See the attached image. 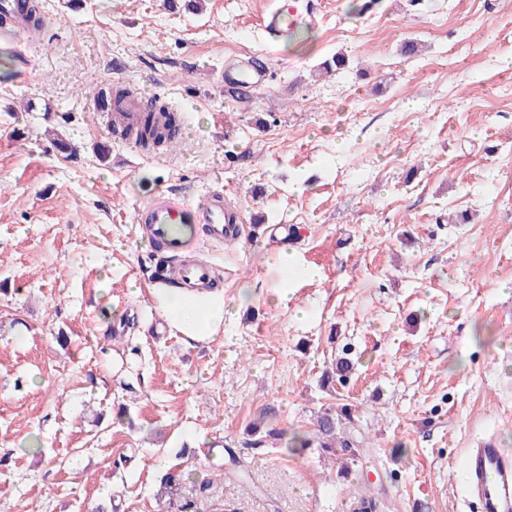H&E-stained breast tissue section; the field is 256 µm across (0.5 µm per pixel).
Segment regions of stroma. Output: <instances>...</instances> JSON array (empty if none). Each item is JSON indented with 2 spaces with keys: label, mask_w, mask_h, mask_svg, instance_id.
I'll list each match as a JSON object with an SVG mask.
<instances>
[{
  "label": "stroma",
  "mask_w": 512,
  "mask_h": 512,
  "mask_svg": "<svg viewBox=\"0 0 512 512\" xmlns=\"http://www.w3.org/2000/svg\"><path fill=\"white\" fill-rule=\"evenodd\" d=\"M81 2L39 0L27 74L0 44V512H179L169 471L193 512H469L465 449L512 448V0H322L269 59L272 0ZM264 61L271 84L225 90ZM117 84L176 106L184 142L102 127ZM211 187L250 233L205 249L224 334L190 347L158 331L134 213ZM344 405L352 463L250 433Z\"/></svg>",
  "instance_id": "1"
}]
</instances>
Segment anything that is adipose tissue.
Segmentation results:
<instances>
[{
    "label": "adipose tissue",
    "mask_w": 512,
    "mask_h": 512,
    "mask_svg": "<svg viewBox=\"0 0 512 512\" xmlns=\"http://www.w3.org/2000/svg\"><path fill=\"white\" fill-rule=\"evenodd\" d=\"M156 308L167 326L188 341L203 343L224 331V291L220 288L186 290L156 283Z\"/></svg>",
    "instance_id": "obj_1"
}]
</instances>
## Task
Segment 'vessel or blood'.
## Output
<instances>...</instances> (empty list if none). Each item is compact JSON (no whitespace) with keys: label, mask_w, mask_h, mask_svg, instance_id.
<instances>
[{"label":"vessel or blood","mask_w":512,"mask_h":512,"mask_svg":"<svg viewBox=\"0 0 512 512\" xmlns=\"http://www.w3.org/2000/svg\"><path fill=\"white\" fill-rule=\"evenodd\" d=\"M319 11V0H306L301 6L291 0H274L261 26L273 43L297 25L315 22ZM268 71L265 64L247 70L228 66L224 69V82L250 91L266 84ZM141 115L139 100L129 97L120 111L111 113L112 128L124 132L126 127L137 124ZM135 221L142 224L154 244V254L159 259L158 279L170 278L190 288L212 282L214 275L208 264L186 252L182 239L173 232L175 225H202L205 240L220 243L239 234L243 223L240 211L226 203L223 191L217 189L208 190L192 208L183 197L159 192L146 207L136 210ZM461 463L468 475L467 495L477 503V512H512L511 450L489 438L478 447L466 449Z\"/></svg>","instance_id":"obj_1"}]
</instances>
